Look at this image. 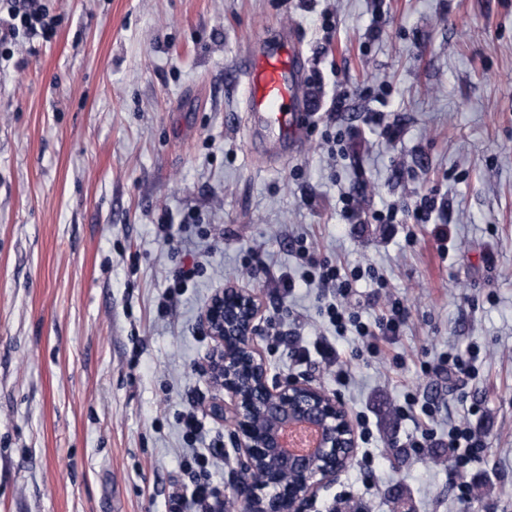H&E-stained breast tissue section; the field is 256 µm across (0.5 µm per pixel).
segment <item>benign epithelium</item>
Returning <instances> with one entry per match:
<instances>
[{
	"label": "benign epithelium",
	"instance_id": "benign-epithelium-1",
	"mask_svg": "<svg viewBox=\"0 0 512 512\" xmlns=\"http://www.w3.org/2000/svg\"><path fill=\"white\" fill-rule=\"evenodd\" d=\"M261 319L257 294L235 285L217 291L204 310L202 326L220 347L207 373L226 396L213 398L208 412L229 427L242 462L234 495L246 512H309L356 457V426L341 398L312 380H269L257 348ZM295 423L319 435L307 454L281 445L282 430Z\"/></svg>",
	"mask_w": 512,
	"mask_h": 512
}]
</instances>
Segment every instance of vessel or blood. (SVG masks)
Wrapping results in <instances>:
<instances>
[{"mask_svg":"<svg viewBox=\"0 0 512 512\" xmlns=\"http://www.w3.org/2000/svg\"><path fill=\"white\" fill-rule=\"evenodd\" d=\"M306 74L295 27L284 29L272 43L249 47L244 53L240 76L245 110L278 146L293 149L300 142L307 112Z\"/></svg>","mask_w":512,"mask_h":512,"instance_id":"obj_1","label":"vessel or blood"}]
</instances>
